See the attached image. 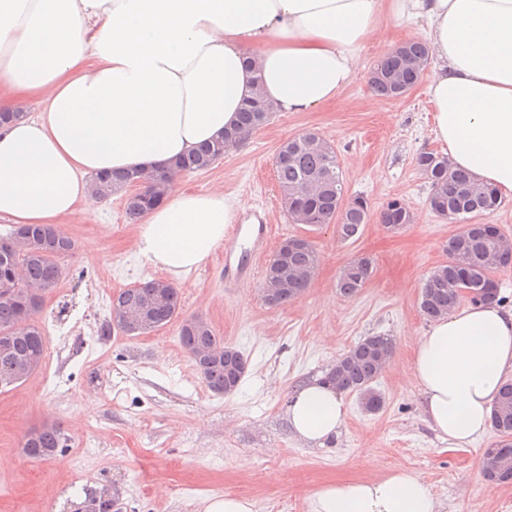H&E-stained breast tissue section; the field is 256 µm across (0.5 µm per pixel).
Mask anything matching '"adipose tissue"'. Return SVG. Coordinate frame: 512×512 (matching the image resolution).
Segmentation results:
<instances>
[{
	"mask_svg": "<svg viewBox=\"0 0 512 512\" xmlns=\"http://www.w3.org/2000/svg\"><path fill=\"white\" fill-rule=\"evenodd\" d=\"M387 18L420 28L435 59L427 93L452 166L512 194V0H0V112L16 115L0 127V220L65 223L97 201L94 175L173 165L234 127L255 94L279 112L322 108ZM239 209L223 190L170 183L135 229L136 252L189 273ZM414 347L426 422L449 447L471 446L512 370V310L454 309ZM286 414L298 439L323 444L343 427L342 395L306 382ZM311 509L437 512L404 468L323 484Z\"/></svg>",
	"mask_w": 512,
	"mask_h": 512,
	"instance_id": "1",
	"label": "adipose tissue"
}]
</instances>
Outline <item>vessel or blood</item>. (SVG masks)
I'll return each mask as SVG.
<instances>
[{
  "mask_svg": "<svg viewBox=\"0 0 512 512\" xmlns=\"http://www.w3.org/2000/svg\"><path fill=\"white\" fill-rule=\"evenodd\" d=\"M269 244V230L261 214L250 213L245 224L228 227L224 239V281L229 285L253 279L256 261Z\"/></svg>",
  "mask_w": 512,
  "mask_h": 512,
  "instance_id": "1",
  "label": "vessel or blood"
}]
</instances>
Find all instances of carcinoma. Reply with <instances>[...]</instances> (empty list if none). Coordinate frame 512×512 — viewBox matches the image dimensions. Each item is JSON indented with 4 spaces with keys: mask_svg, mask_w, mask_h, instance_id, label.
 Wrapping results in <instances>:
<instances>
[{
    "mask_svg": "<svg viewBox=\"0 0 512 512\" xmlns=\"http://www.w3.org/2000/svg\"><path fill=\"white\" fill-rule=\"evenodd\" d=\"M411 60H429V48L424 42H406L384 56L372 71L370 85L377 94L396 99L412 89L421 74L409 64ZM274 107L260 97L249 100L240 112L239 123L224 132V138L201 147L181 161L177 172H205L224 154L265 126ZM417 169L430 184L428 203L432 212L442 219L463 222L469 215H480L498 209L501 197L496 189L478 187L463 170L453 167L448 156L423 152L416 158ZM277 184L286 212L293 223L318 227L329 224L340 204H346L340 235L354 238L362 225L368 223L369 207L365 199H345L342 172L334 147L327 141L313 145L300 138L279 146L275 160ZM174 176L169 169L156 170L148 175L138 171L122 174H101L93 185L101 198L110 197L138 183L140 198L127 202L125 215L131 222L138 221L152 207L162 201L166 187ZM380 223L398 230L413 222L407 204L393 199L380 213ZM504 233L488 224H465L449 237L445 245L448 261L436 266L424 281L419 308L429 320L447 315L462 299L472 303L492 299L498 295L493 279L496 267L488 258L500 247ZM75 250L74 241L52 225L13 227L0 234V376H18L22 382L42 364L45 336L37 315L44 298L26 301L11 288L14 280L23 281L28 288L41 294L54 290L65 270L60 259ZM319 265L315 246L306 249L274 253L267 263L263 286L275 287L284 282L288 296L282 305L300 297L309 287ZM372 275V263L365 257L351 261L341 272L336 287L344 297L357 295ZM181 302L178 290L162 279H152L130 288H124L112 297L109 320L102 333H112L113 321L125 320L133 327L119 328L127 336L148 334L171 322L178 316ZM181 346L193 357L208 351L214 359L196 362L207 388L216 395L233 393L240 385L244 372H237L231 360L224 359L229 352L237 360L243 355L234 347L224 345L209 323L184 320L179 330ZM394 349L388 336H367L358 342L327 373L326 380L342 393L358 395L362 409L368 414L379 413L385 398L377 389ZM491 424L498 436L494 455L487 461V476L497 483H512V469L503 467L502 459H512V381L502 383L493 403ZM33 438L23 444L24 454L31 459L44 460L61 451L64 432L56 424H44L32 430ZM76 512H112L109 489H100L92 508L81 503Z\"/></svg>",
    "mask_w": 512,
    "mask_h": 512,
    "instance_id": "1",
    "label": "carcinoma"
}]
</instances>
